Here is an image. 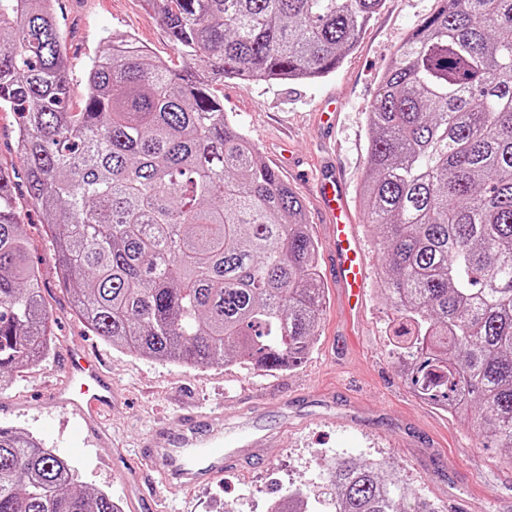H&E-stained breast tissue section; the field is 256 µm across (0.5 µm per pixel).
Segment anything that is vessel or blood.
Here are the masks:
<instances>
[{
    "instance_id": "obj_1",
    "label": "vessel or blood",
    "mask_w": 512,
    "mask_h": 512,
    "mask_svg": "<svg viewBox=\"0 0 512 512\" xmlns=\"http://www.w3.org/2000/svg\"><path fill=\"white\" fill-rule=\"evenodd\" d=\"M316 195L333 228L331 276L342 287L345 304L355 309L362 302L369 276L365 252L356 225L349 220L343 186L335 173L325 171L316 182ZM65 380L57 387L58 407L78 415L90 434L104 435L105 422L118 403L112 381L99 362L88 357L81 344L65 357ZM264 429L250 413L242 412L232 431L224 429L218 410L190 411L178 425L152 428L141 458L151 470L158 501L200 485H209L230 471L252 467L260 456Z\"/></svg>"
}]
</instances>
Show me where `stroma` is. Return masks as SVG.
Segmentation results:
<instances>
[{"label":"stroma","mask_w":512,"mask_h":512,"mask_svg":"<svg viewBox=\"0 0 512 512\" xmlns=\"http://www.w3.org/2000/svg\"><path fill=\"white\" fill-rule=\"evenodd\" d=\"M438 6V0H385L358 45L324 78L228 80L218 89L228 117L301 198L319 248L327 303L315 344L301 364L273 371L237 362L190 368L127 354L92 335L58 285L41 211L20 184L19 219L41 273L54 339L48 356L15 371L9 388L0 390V426L33 436L66 457L78 489L110 494L123 512H152L157 491L151 479L141 477L128 491L120 474L138 468L139 442L156 421L175 420L186 406L228 413L254 405L265 426L263 463L181 494L168 512H268L272 502L296 488L315 512H331L323 474L336 458L398 469L416 496L434 503L438 512H445L452 497L466 500L468 512H512L507 449L498 446L491 429L473 431L464 418L448 416L419 395L388 341L386 327L394 314L376 288H368L360 312L344 308L342 291L329 274V225L296 171L279 165L287 149L299 156L302 168L336 170L369 266L378 270L380 256L359 204L366 118L401 40ZM56 9L71 66L72 111L81 109L91 58L112 39L133 35L151 56L174 67L182 64L159 14L143 0H58ZM76 342L103 360L122 399L107 420L112 442L82 441L73 432L75 416L52 404L63 359Z\"/></svg>","instance_id":"35a3bbf8"}]
</instances>
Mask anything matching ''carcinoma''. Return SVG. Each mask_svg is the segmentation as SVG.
Here are the masks:
<instances>
[{"label":"carcinoma","mask_w":512,"mask_h":512,"mask_svg":"<svg viewBox=\"0 0 512 512\" xmlns=\"http://www.w3.org/2000/svg\"><path fill=\"white\" fill-rule=\"evenodd\" d=\"M55 0H0V108L88 331L193 368L296 366L324 304L301 199L224 115L228 80L336 70L384 0H144L186 61L132 37L91 59L84 105ZM368 112L360 204L396 354L426 400L512 449V0H440ZM0 166V389L51 349L41 279ZM335 512H437L397 470L334 461ZM273 512H307L290 490ZM0 512H122L69 462L0 428Z\"/></svg>","instance_id":"carcinoma-1"}]
</instances>
